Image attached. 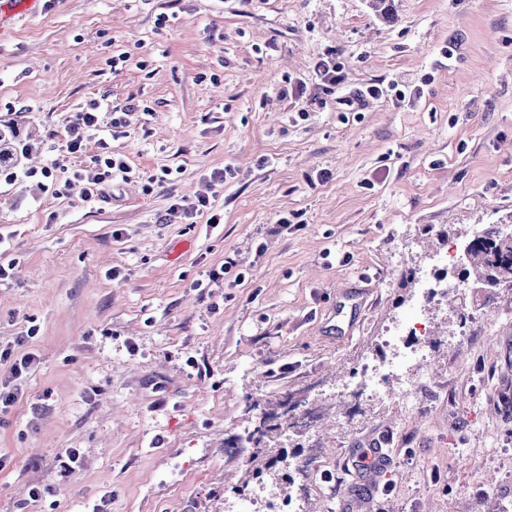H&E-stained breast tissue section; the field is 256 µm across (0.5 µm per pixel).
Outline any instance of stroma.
I'll list each match as a JSON object with an SVG mask.
<instances>
[{
	"mask_svg": "<svg viewBox=\"0 0 512 512\" xmlns=\"http://www.w3.org/2000/svg\"><path fill=\"white\" fill-rule=\"evenodd\" d=\"M330 50L344 80L324 88L314 64ZM378 83L406 99L343 105ZM93 100L135 109L110 141L132 176L89 204L70 177L97 143L59 144ZM6 126L32 151L23 168H51L60 188L0 180L14 261L0 347L40 358L0 424V512H88L103 497L109 512H238L239 488L260 483L277 497L306 484L297 512H327L321 484L288 466L303 440H277L259 479L260 460L226 446L287 394L322 413L334 512H512V291L482 290L488 318L453 293L423 309L435 344L421 414L403 415L393 375L354 422L340 416L354 370L384 359L411 313L405 272L512 218V0H393L387 21L368 0H41L0 29ZM203 192L218 228L167 218ZM292 214L299 227L277 229ZM228 257L244 280L210 282ZM349 299L356 312H339ZM385 432L389 483L367 500L351 461ZM68 448L83 456L69 474Z\"/></svg>",
	"mask_w": 512,
	"mask_h": 512,
	"instance_id": "1",
	"label": "stroma"
}]
</instances>
